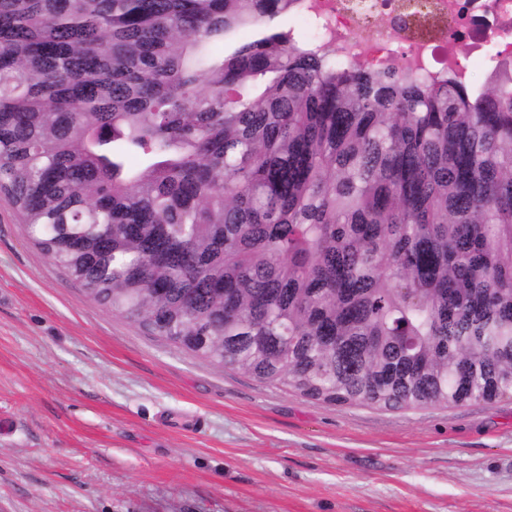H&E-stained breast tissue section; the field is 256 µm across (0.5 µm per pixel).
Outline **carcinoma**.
Here are the masks:
<instances>
[{
	"mask_svg": "<svg viewBox=\"0 0 512 512\" xmlns=\"http://www.w3.org/2000/svg\"><path fill=\"white\" fill-rule=\"evenodd\" d=\"M304 0H0V198L86 296L329 404L512 398V72L336 61Z\"/></svg>",
	"mask_w": 512,
	"mask_h": 512,
	"instance_id": "obj_1",
	"label": "carcinoma"
}]
</instances>
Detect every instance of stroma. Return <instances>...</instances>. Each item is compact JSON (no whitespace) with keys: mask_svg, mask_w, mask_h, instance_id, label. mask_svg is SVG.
Returning <instances> with one entry per match:
<instances>
[{"mask_svg":"<svg viewBox=\"0 0 512 512\" xmlns=\"http://www.w3.org/2000/svg\"><path fill=\"white\" fill-rule=\"evenodd\" d=\"M0 512H512V399L266 386L88 299L0 199Z\"/></svg>","mask_w":512,"mask_h":512,"instance_id":"1","label":"stroma"}]
</instances>
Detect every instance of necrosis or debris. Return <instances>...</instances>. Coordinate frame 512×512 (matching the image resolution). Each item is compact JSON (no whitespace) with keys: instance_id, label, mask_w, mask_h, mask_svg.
I'll use <instances>...</instances> for the list:
<instances>
[{"instance_id":"4bbe7bcc","label":"necrosis or debris","mask_w":512,"mask_h":512,"mask_svg":"<svg viewBox=\"0 0 512 512\" xmlns=\"http://www.w3.org/2000/svg\"><path fill=\"white\" fill-rule=\"evenodd\" d=\"M357 0H306L305 17L322 23V37L346 61L374 69L397 67L432 74H469L470 58H480L488 70L512 69V0H422L426 12L440 22L442 39L420 37L401 25L398 10L404 0H376L373 10H361ZM467 47L466 54L454 44Z\"/></svg>"}]
</instances>
